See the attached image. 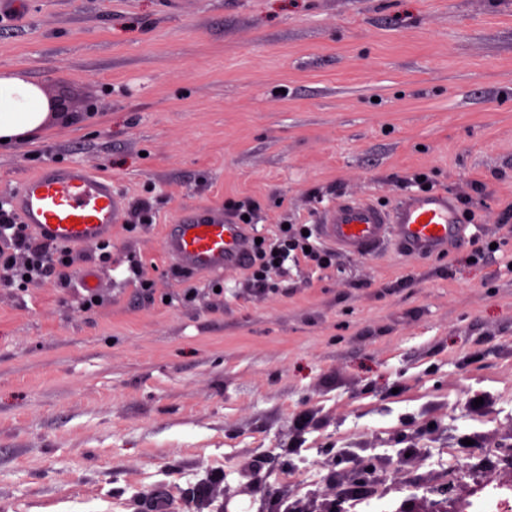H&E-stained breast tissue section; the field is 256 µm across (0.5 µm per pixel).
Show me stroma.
<instances>
[{"label": "stroma", "instance_id": "stroma-1", "mask_svg": "<svg viewBox=\"0 0 512 512\" xmlns=\"http://www.w3.org/2000/svg\"><path fill=\"white\" fill-rule=\"evenodd\" d=\"M0 69L65 104L0 151V197L49 162L111 175L112 257L74 249L0 288V512H187L245 449L288 454L268 490L325 482V448H429L411 486L360 512H491L486 448L512 436V0H20ZM451 193L449 253L190 273L167 256L184 208L252 209L258 236L350 196ZM505 244L472 265L474 239ZM140 279H133L131 266ZM100 305L78 303L88 271ZM150 290H143L142 282ZM466 435L479 441L463 446Z\"/></svg>", "mask_w": 512, "mask_h": 512}]
</instances>
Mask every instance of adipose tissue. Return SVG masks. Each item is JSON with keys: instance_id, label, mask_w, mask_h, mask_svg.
<instances>
[{"instance_id": "1", "label": "adipose tissue", "mask_w": 512, "mask_h": 512, "mask_svg": "<svg viewBox=\"0 0 512 512\" xmlns=\"http://www.w3.org/2000/svg\"><path fill=\"white\" fill-rule=\"evenodd\" d=\"M49 114L41 87L11 70L0 71V140L41 131Z\"/></svg>"}]
</instances>
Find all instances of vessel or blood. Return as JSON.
Returning <instances> with one entry per match:
<instances>
[{
    "instance_id": "vessel-or-blood-1",
    "label": "vessel or blood",
    "mask_w": 512,
    "mask_h": 512,
    "mask_svg": "<svg viewBox=\"0 0 512 512\" xmlns=\"http://www.w3.org/2000/svg\"><path fill=\"white\" fill-rule=\"evenodd\" d=\"M10 204L23 223L66 245L105 240L125 212L111 176L81 163L46 164L21 182ZM318 230L329 244L360 256L390 242L412 254H440L465 237L454 200L445 192L405 196L388 207L365 196L347 198L323 211ZM166 243L170 259L190 271L235 269L251 252L246 226L216 209L182 210Z\"/></svg>"
}]
</instances>
